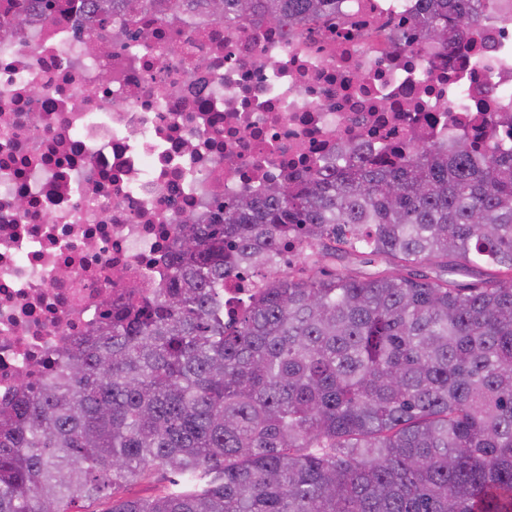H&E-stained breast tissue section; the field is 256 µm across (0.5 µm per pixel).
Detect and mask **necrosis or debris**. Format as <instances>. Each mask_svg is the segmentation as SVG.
Returning a JSON list of instances; mask_svg holds the SVG:
<instances>
[{
    "label": "necrosis or debris",
    "mask_w": 512,
    "mask_h": 512,
    "mask_svg": "<svg viewBox=\"0 0 512 512\" xmlns=\"http://www.w3.org/2000/svg\"><path fill=\"white\" fill-rule=\"evenodd\" d=\"M424 7L336 0L288 32L55 0L0 28V403L42 383L102 301L167 287L175 224L213 223L224 199L303 179L347 142L391 160L410 129L450 121L483 148L476 115L512 112V0L417 51Z\"/></svg>",
    "instance_id": "4bbe7bcc"
}]
</instances>
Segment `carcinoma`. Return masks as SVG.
<instances>
[{
  "label": "carcinoma",
  "mask_w": 512,
  "mask_h": 512,
  "mask_svg": "<svg viewBox=\"0 0 512 512\" xmlns=\"http://www.w3.org/2000/svg\"><path fill=\"white\" fill-rule=\"evenodd\" d=\"M121 15L142 0H91ZM160 15L295 25L333 0H148ZM494 0H426L422 39L477 33ZM512 114L491 113L492 141ZM171 287L112 312L56 378L0 406V512H512V147L475 153L451 123L393 162L316 165L216 224L174 225ZM304 265L224 321V279ZM363 278L324 272L358 249ZM483 263L476 288L453 279ZM434 271L423 274L420 268ZM162 471L153 496L130 487ZM324 266L327 272L337 273L340 271L346 272V270H351L353 273L368 275L382 270L385 268L386 264L381 258L367 254L358 259H340L337 257L336 259L328 258L324 263Z\"/></svg>",
  "instance_id": "carcinoma-1"
}]
</instances>
